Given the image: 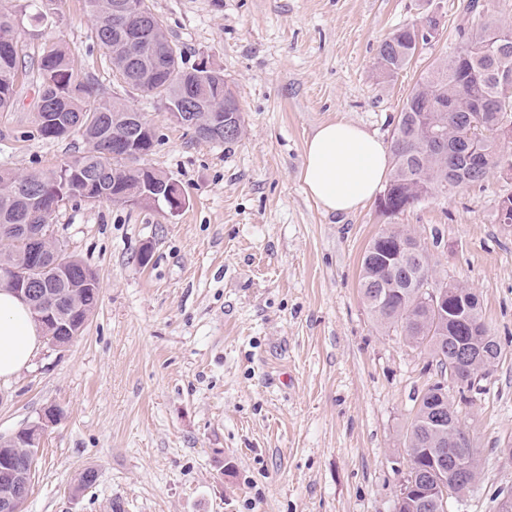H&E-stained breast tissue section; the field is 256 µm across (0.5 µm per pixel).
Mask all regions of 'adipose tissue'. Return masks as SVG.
Returning a JSON list of instances; mask_svg holds the SVG:
<instances>
[{
	"mask_svg": "<svg viewBox=\"0 0 512 512\" xmlns=\"http://www.w3.org/2000/svg\"><path fill=\"white\" fill-rule=\"evenodd\" d=\"M391 164L383 142L344 120L321 125L306 145L301 178L326 212L349 213L372 199ZM41 347L40 329L28 306L0 287V379L30 367Z\"/></svg>",
	"mask_w": 512,
	"mask_h": 512,
	"instance_id": "ef3b65f1",
	"label": "adipose tissue"
}]
</instances>
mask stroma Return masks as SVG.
Returning <instances> with one entry per match:
<instances>
[{
  "label": "stroma",
  "instance_id": "35a3bbf8",
  "mask_svg": "<svg viewBox=\"0 0 512 512\" xmlns=\"http://www.w3.org/2000/svg\"><path fill=\"white\" fill-rule=\"evenodd\" d=\"M17 13L29 51L68 47L78 77L150 119L148 167L188 199L129 208L73 199L53 219L65 250L92 268L98 305L63 350L0 380V435L61 417L44 435L23 512H393L416 397L435 381L429 353L385 332L360 291L361 260L386 228L409 229L439 278L472 288L502 354L469 401L448 395L480 462L461 512H497L512 492V227L498 205L512 175L430 196L382 216L375 201L325 212L300 171L317 128L343 119L390 143L413 86L458 31L512 24V0H152L184 68L224 73L244 118L235 143L195 138L159 99L127 95L94 37L86 0H57L42 23ZM437 8L441 27L393 76L376 65L395 28ZM35 86L0 112V168L54 169L80 138L43 139ZM148 260H141V253ZM95 485L76 489L85 468Z\"/></svg>",
  "mask_w": 512,
  "mask_h": 512
}]
</instances>
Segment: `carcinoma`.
<instances>
[{
	"instance_id": "cac0c4a2",
	"label": "carcinoma",
	"mask_w": 512,
	"mask_h": 512,
	"mask_svg": "<svg viewBox=\"0 0 512 512\" xmlns=\"http://www.w3.org/2000/svg\"><path fill=\"white\" fill-rule=\"evenodd\" d=\"M100 18L96 40L113 56L124 62L121 68L129 90L151 95L163 102L165 109H181L195 102L211 112L231 120L238 110L237 101L224 98V74L203 61L190 70L182 67V48L159 33L163 21L152 11L150 0H133L139 15L147 18L148 27L139 32L112 27V14L126 0H88ZM433 19L426 15L419 23L391 32L378 46L377 65L385 75H394L408 66L419 45L434 38L429 28ZM511 25L489 21L475 34H466L448 57L441 59L413 87L391 138L392 174L389 188L378 200L383 216H395L415 206L431 192L456 193L482 185L488 173L498 170L512 174V154L500 146L499 131L512 127V93L498 88L492 78H483L481 70L491 67L512 70V45L499 47V35ZM34 82L37 86L36 122L42 138H65L56 127V119L70 124L68 136H78L86 144L82 155L61 166L26 176L0 170V227L6 224H30L37 209L59 210L58 202L92 198L106 191V199L116 203L126 195L151 205L154 197L164 201V175L142 164L155 143L150 138L138 148L139 156L128 159L121 151H112V139L129 132L122 122L127 107L101 96L92 77L74 74L68 53L60 41L42 43L37 55H30L24 45L0 42V112H9L17 99L18 87ZM454 108L444 110L443 102ZM481 103L485 111L474 125L471 108ZM362 258L361 292L379 325L401 336L408 343L427 349L440 348L445 361L440 370L454 373L461 359L456 347L465 338L468 347L482 349L500 343L489 332L482 318L481 302L475 292L459 282L434 277V269L425 250L405 264L383 263L380 244L397 241L410 243L414 236L393 226L379 234ZM52 251L64 254L68 263L60 272L36 271L29 264L31 277L46 279L49 292L73 294L63 299L47 319L46 338L75 335L89 320L98 303L97 280L90 267L65 254L58 244ZM27 244L15 237L0 250V283L11 285L13 269L26 258ZM432 281L448 290V304L460 312L444 317L430 308L421 293V281ZM439 383L430 385L420 399L406 435L407 455L415 473L414 488L408 506L397 512H439L440 505L432 493L439 478L435 469L438 453L446 455L445 474L452 478L460 462L469 464L466 479L457 485V497L448 503L461 505V497L474 488L478 480L476 455L470 447L455 442L461 431L454 402L440 397Z\"/></svg>"
}]
</instances>
